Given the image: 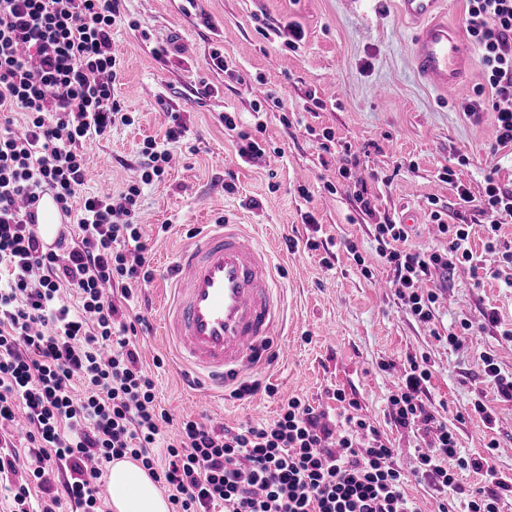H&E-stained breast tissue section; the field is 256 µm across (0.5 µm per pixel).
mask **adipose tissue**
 I'll use <instances>...</instances> for the list:
<instances>
[{
	"instance_id": "adipose-tissue-1",
	"label": "adipose tissue",
	"mask_w": 512,
	"mask_h": 512,
	"mask_svg": "<svg viewBox=\"0 0 512 512\" xmlns=\"http://www.w3.org/2000/svg\"><path fill=\"white\" fill-rule=\"evenodd\" d=\"M108 480L114 512H168V503L156 483L134 461H113Z\"/></svg>"
}]
</instances>
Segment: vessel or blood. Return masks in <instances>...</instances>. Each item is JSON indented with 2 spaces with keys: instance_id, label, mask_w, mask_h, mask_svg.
Instances as JSON below:
<instances>
[{
  "instance_id": "obj_1",
  "label": "vessel or blood",
  "mask_w": 512,
  "mask_h": 512,
  "mask_svg": "<svg viewBox=\"0 0 512 512\" xmlns=\"http://www.w3.org/2000/svg\"><path fill=\"white\" fill-rule=\"evenodd\" d=\"M417 30L410 46L419 78L451 95L461 93L472 51L442 21L443 0H396ZM46 251H56L69 222L53 190L27 209ZM283 300L272 252L244 225H206L176 254L163 296L162 334L195 375L223 387L265 364L283 332Z\"/></svg>"
}]
</instances>
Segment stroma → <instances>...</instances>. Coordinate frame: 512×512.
<instances>
[{
  "label": "stroma",
  "instance_id": "obj_1",
  "mask_svg": "<svg viewBox=\"0 0 512 512\" xmlns=\"http://www.w3.org/2000/svg\"><path fill=\"white\" fill-rule=\"evenodd\" d=\"M124 24L112 32L122 72L117 89L135 122L114 128L85 147L87 191H118L140 177L145 138H162L171 114L188 123L185 140L172 146L170 171L144 186L140 221L155 275L139 292L149 321L139 336L141 361L158 375V400L174 418L193 417L213 426L252 421L253 409L272 418L282 398L299 395L316 409L334 408V388L356 400L361 415L377 426L405 469H413L423 433L396 429L387 404L409 360L427 357L432 376L426 403L458 438L463 455H482L489 440L500 449L496 467L512 476V404L489 395L481 356L492 353L512 373V342L487 328L455 349L433 332L495 310L512 324V285L469 268L458 269L435 305L433 326L414 320L392 286V273L377 262V223L401 222L416 211L412 241L446 249L430 217L441 206L448 224L470 227V245L486 252L485 217L459 198L460 189L482 194L487 177L512 188V152L496 150L491 113L465 116L471 101L488 98L480 64L466 75L456 97L444 96L413 72L409 44L414 31L394 0H197L184 14L182 0H122ZM300 27L296 46L267 35V28ZM223 44L232 72L209 66V53ZM166 48L164 57L156 49ZM284 97L282 118L271 99ZM235 113L241 130L263 126L270 151L262 161L243 163L236 133L223 116ZM334 139L324 142L323 131ZM357 156L349 177L339 173L343 148ZM366 192L374 214L357 201ZM313 213L317 226L303 223ZM235 218L258 234L281 258L277 279L284 290L287 334L269 368L254 379L277 386L278 394L218 397L206 389L186 392L179 368L160 334L164 289L177 250L202 225ZM334 242L332 267L306 241ZM354 242L349 253L345 242ZM373 261L365 278L353 259ZM162 368H155V361ZM486 397L495 421L486 425L471 404Z\"/></svg>",
  "mask_w": 512,
  "mask_h": 512
}]
</instances>
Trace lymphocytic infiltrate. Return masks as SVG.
Returning a JSON list of instances; mask_svg holds the SVG:
<instances>
[{"mask_svg": "<svg viewBox=\"0 0 512 512\" xmlns=\"http://www.w3.org/2000/svg\"><path fill=\"white\" fill-rule=\"evenodd\" d=\"M120 2L0 0V493L14 512H60L65 503L71 512H105L103 473L127 457L167 493L172 512H418L388 438L344 390L332 392L336 424L298 396L269 421L218 429L172 423L159 405L136 349L149 329L135 310L136 290L152 278L139 199L143 186L164 179L169 147L188 128L178 121L162 140H144L137 182L116 194L86 192V144L132 123L115 95ZM468 3L491 96L465 114L491 113L497 145L512 147V0ZM15 112L26 120L20 134L5 125ZM48 184L75 223L54 253L25 218ZM478 205L488 218L487 251L512 268V244L500 243L512 191L488 180ZM431 216L446 250L413 245L404 224L376 227L397 294L423 324L438 300L429 280L482 263L467 225L441 223L437 210ZM430 378L411 362L388 402L397 428L430 427L419 463L440 495L438 512H500L512 480L492 456H462L423 400ZM20 413L31 458L24 467L6 432ZM467 470L479 486L464 485Z\"/></svg>", "mask_w": 512, "mask_h": 512, "instance_id": "f902f5d3", "label": "lymphocytic infiltrate"}]
</instances>
